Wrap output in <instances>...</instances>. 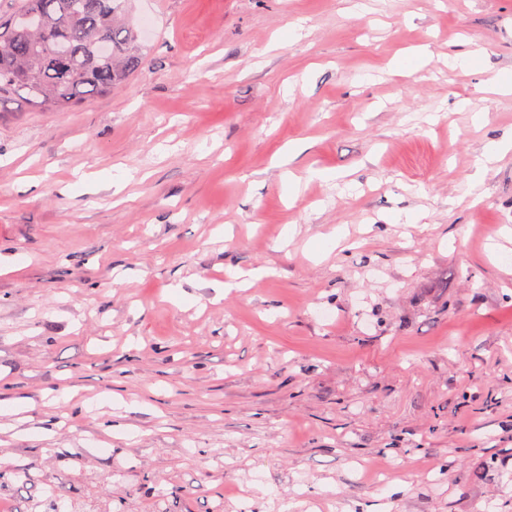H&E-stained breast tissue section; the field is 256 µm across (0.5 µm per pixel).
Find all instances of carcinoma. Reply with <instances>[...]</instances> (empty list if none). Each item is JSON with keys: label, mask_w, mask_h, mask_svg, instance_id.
Listing matches in <instances>:
<instances>
[{"label": "carcinoma", "mask_w": 512, "mask_h": 512, "mask_svg": "<svg viewBox=\"0 0 512 512\" xmlns=\"http://www.w3.org/2000/svg\"><path fill=\"white\" fill-rule=\"evenodd\" d=\"M128 0H13L0 13V107L26 91L40 106L67 107L110 93L142 65L139 34L128 14ZM58 30L69 49L65 71L40 62L41 33ZM36 477L28 468L0 469V489ZM35 505L44 512H66L52 487Z\"/></svg>", "instance_id": "carcinoma-1"}]
</instances>
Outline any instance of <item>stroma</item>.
I'll use <instances>...</instances> for the list:
<instances>
[{"label": "stroma", "instance_id": "35a3bbf8", "mask_svg": "<svg viewBox=\"0 0 512 512\" xmlns=\"http://www.w3.org/2000/svg\"><path fill=\"white\" fill-rule=\"evenodd\" d=\"M128 10L124 84L0 112V467L76 512H512V0Z\"/></svg>", "mask_w": 512, "mask_h": 512}]
</instances>
